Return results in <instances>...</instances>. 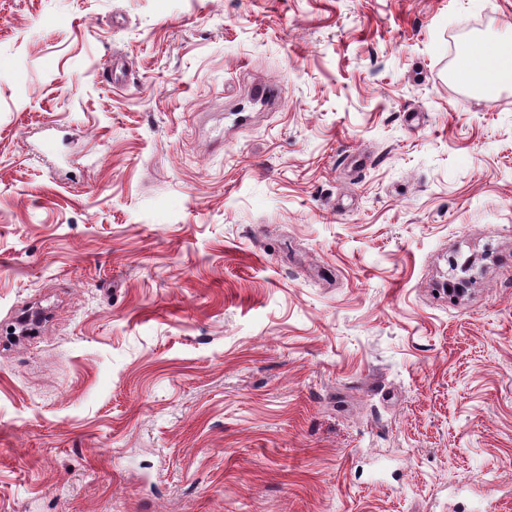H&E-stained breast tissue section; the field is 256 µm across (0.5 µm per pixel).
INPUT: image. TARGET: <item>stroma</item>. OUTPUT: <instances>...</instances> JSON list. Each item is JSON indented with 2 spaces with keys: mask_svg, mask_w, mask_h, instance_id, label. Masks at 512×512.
Returning <instances> with one entry per match:
<instances>
[{
  "mask_svg": "<svg viewBox=\"0 0 512 512\" xmlns=\"http://www.w3.org/2000/svg\"><path fill=\"white\" fill-rule=\"evenodd\" d=\"M488 38L512 0H0V512H512ZM476 52L485 53V62L495 68L497 73L500 74L499 81L507 80L509 83L512 81V54L504 52L497 43L482 41L475 42L467 45L463 51V57L459 62V67H465L472 72L481 76V81L487 85L492 86L496 80L484 72L485 67L482 66L479 59L467 58Z\"/></svg>",
  "mask_w": 512,
  "mask_h": 512,
  "instance_id": "stroma-1",
  "label": "stroma"
}]
</instances>
